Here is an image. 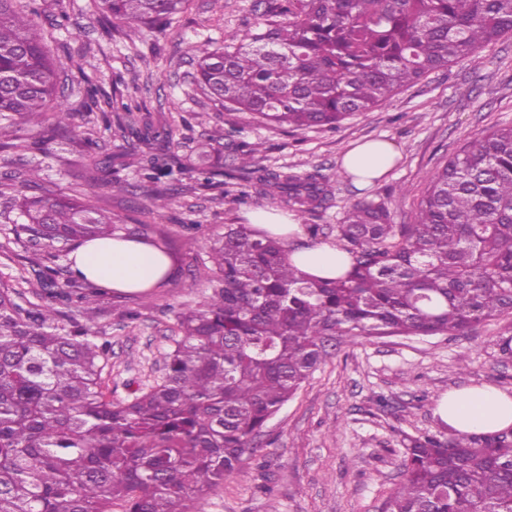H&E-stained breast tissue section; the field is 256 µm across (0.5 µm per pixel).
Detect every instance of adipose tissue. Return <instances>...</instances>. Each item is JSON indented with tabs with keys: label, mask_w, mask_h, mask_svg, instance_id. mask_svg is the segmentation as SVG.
Segmentation results:
<instances>
[{
	"label": "adipose tissue",
	"mask_w": 512,
	"mask_h": 512,
	"mask_svg": "<svg viewBox=\"0 0 512 512\" xmlns=\"http://www.w3.org/2000/svg\"><path fill=\"white\" fill-rule=\"evenodd\" d=\"M399 156L384 141H367L350 148L342 167L369 183L386 174ZM72 270L100 287L116 292H136L162 284L171 266L170 257L158 246L142 240L95 239L77 246ZM304 274L319 279L335 278L349 268L344 252L328 244L300 248L290 255ZM440 419L465 433H487L512 427V396L482 385L443 396L437 407Z\"/></svg>",
	"instance_id": "adipose-tissue-1"
}]
</instances>
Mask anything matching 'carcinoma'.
Wrapping results in <instances>:
<instances>
[{
	"mask_svg": "<svg viewBox=\"0 0 512 512\" xmlns=\"http://www.w3.org/2000/svg\"><path fill=\"white\" fill-rule=\"evenodd\" d=\"M188 0H97L103 23L160 27ZM254 26L194 49L199 88L270 126H334L389 101L422 76L512 32V0H261ZM36 8L0 0V131L46 126L27 145L96 141L58 102L60 66ZM199 151V186L243 181L240 195L307 210L332 195L313 173L256 166L243 150L229 171ZM143 195L169 207L160 178L182 170L154 156ZM100 168L76 195L19 193L12 209L36 242L64 248L133 229L96 208ZM350 270L303 275L288 245L250 224H226L202 245L211 293L176 313L173 346L153 384L114 401L105 393L108 341L95 329L100 289L54 263L33 269L41 305L0 281V512H188L235 474L267 422L331 355L342 336L459 335L512 314V126L468 141L429 180L414 224H393L383 202L361 199L337 225ZM85 319L59 325L58 306ZM403 479L386 512H512L506 432L408 438Z\"/></svg>",
	"mask_w": 512,
	"mask_h": 512,
	"instance_id": "cac0c4a2",
	"label": "carcinoma"
}]
</instances>
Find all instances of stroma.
<instances>
[{"label": "stroma", "instance_id": "obj_1", "mask_svg": "<svg viewBox=\"0 0 512 512\" xmlns=\"http://www.w3.org/2000/svg\"><path fill=\"white\" fill-rule=\"evenodd\" d=\"M255 0H191L166 30L122 24L105 34L95 0H37L38 22L52 32L50 55L61 64L60 98L73 122L96 140L98 158L122 156L96 206L123 223L139 222L146 200L139 170L152 156L177 155L194 164V147L213 139L224 164L245 145L261 147L263 166L321 174L333 196L326 208L295 213L300 224L321 227L319 242L338 244L336 226L347 207L367 196L386 204L396 224L415 221L429 178L467 141L491 127L512 125V34L473 55L431 72L372 111L354 114L335 128H268L251 113L230 111L194 82L192 44L222 42L255 22ZM96 88V99L85 96ZM132 111L116 116L112 100ZM173 126L172 142L145 130ZM388 141L399 153L393 168L369 184L342 168L352 143ZM44 188L71 193L82 181L86 157L52 144L32 156ZM175 202L154 216L168 231L172 259L165 282L126 295L105 294L96 328L111 344L105 378L113 399L154 382L172 344L174 312L202 300L209 282L186 240L222 236L225 225L249 223L264 198L238 200L226 187H199L189 172L163 182ZM15 210L0 200V280L33 294L34 264L46 251L20 229ZM137 312L134 321L125 311ZM470 357L458 370L460 353ZM490 385L512 395V316H500L460 336L347 337L330 358L268 422L261 447L194 512H384L401 481L404 440L441 431L436 413L448 391Z\"/></svg>", "mask_w": 512, "mask_h": 512}]
</instances>
